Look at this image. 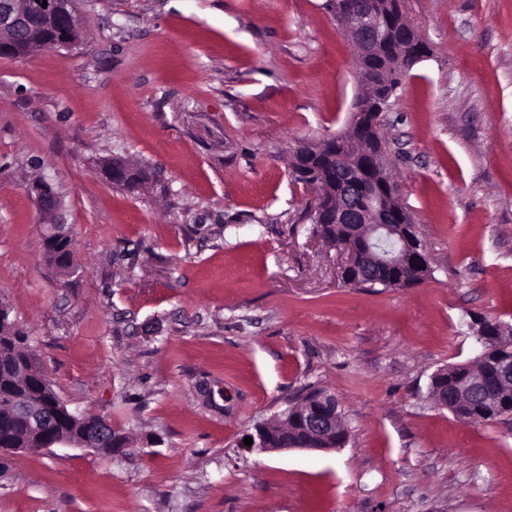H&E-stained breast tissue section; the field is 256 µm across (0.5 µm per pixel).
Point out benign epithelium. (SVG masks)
I'll return each mask as SVG.
<instances>
[{
  "instance_id": "7a95c632",
  "label": "benign epithelium",
  "mask_w": 512,
  "mask_h": 512,
  "mask_svg": "<svg viewBox=\"0 0 512 512\" xmlns=\"http://www.w3.org/2000/svg\"><path fill=\"white\" fill-rule=\"evenodd\" d=\"M47 6H42V3ZM392 13L391 0H351L339 26L353 35L355 54L363 58L379 57L385 61L400 59L408 40L395 36L384 19ZM29 28L49 31L53 37L47 39L38 33L31 34L24 51H17L10 44L0 42V56L17 59L31 58L39 52L57 45L75 46L82 37V23L76 12L63 0H27L22 8L0 9V33L15 32ZM390 94H384L372 103L357 100L352 112L348 131L330 139L337 145H345L348 138L366 125L376 129L381 126L384 112L389 108ZM386 142L363 153L348 152L339 174L334 179L313 175L304 181L314 196L321 195L327 186H332L338 202L333 223L342 225L345 231L341 249L345 255L339 273L355 266L362 245L394 240L383 262L396 276L412 270V264L425 265L423 251L417 241L411 220L399 201V188L387 171ZM34 202L41 214L53 217V224L66 227L68 222L62 197L57 187L44 180L31 188ZM475 336L482 346L478 359L487 364L495 378L504 383L512 382V344L492 341L502 335L504 325L486 318L472 321ZM12 411L21 416L34 439L33 445L41 448L69 447L88 452L117 449L112 447V424L101 417L95 427H90L85 415L68 409L59 395L53 394L37 404L16 402ZM337 409L334 403L321 396L318 404L302 413L298 422L301 427L321 444L336 442ZM61 419L64 427L52 425Z\"/></svg>"
}]
</instances>
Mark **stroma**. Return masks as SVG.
<instances>
[{
	"label": "stroma",
	"instance_id": "35a3bbf8",
	"mask_svg": "<svg viewBox=\"0 0 512 512\" xmlns=\"http://www.w3.org/2000/svg\"><path fill=\"white\" fill-rule=\"evenodd\" d=\"M81 43L0 58V304L120 454L0 453V512H512V415L429 396L512 325V0H404L430 47L383 114L431 277L351 288L314 236L295 147L361 92L327 0H75ZM121 155L156 179L104 176ZM64 194L78 265L45 262L28 185ZM314 388L348 442L241 448Z\"/></svg>",
	"mask_w": 512,
	"mask_h": 512
}]
</instances>
